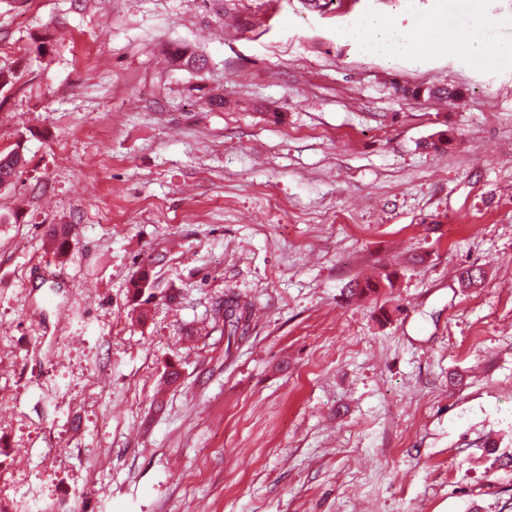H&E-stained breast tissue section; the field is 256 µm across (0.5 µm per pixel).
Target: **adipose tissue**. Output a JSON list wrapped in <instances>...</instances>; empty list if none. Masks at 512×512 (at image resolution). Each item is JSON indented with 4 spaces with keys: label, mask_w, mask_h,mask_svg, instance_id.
Masks as SVG:
<instances>
[{
    "label": "adipose tissue",
    "mask_w": 512,
    "mask_h": 512,
    "mask_svg": "<svg viewBox=\"0 0 512 512\" xmlns=\"http://www.w3.org/2000/svg\"><path fill=\"white\" fill-rule=\"evenodd\" d=\"M346 36L361 54L387 60L445 49L466 55L472 65L480 68L512 62V29L484 15L478 16L473 28L453 41L446 39L436 18L402 28L380 14L362 17Z\"/></svg>",
    "instance_id": "ef3b65f1"
}]
</instances>
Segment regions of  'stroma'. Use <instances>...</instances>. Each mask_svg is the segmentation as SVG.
<instances>
[{
    "mask_svg": "<svg viewBox=\"0 0 512 512\" xmlns=\"http://www.w3.org/2000/svg\"><path fill=\"white\" fill-rule=\"evenodd\" d=\"M374 12L512 26V0H0V153L26 160L0 189V512H512V64L360 55ZM383 266L392 290L348 298ZM228 291L254 306L230 350Z\"/></svg>",
    "mask_w": 512,
    "mask_h": 512,
    "instance_id": "1",
    "label": "stroma"
}]
</instances>
